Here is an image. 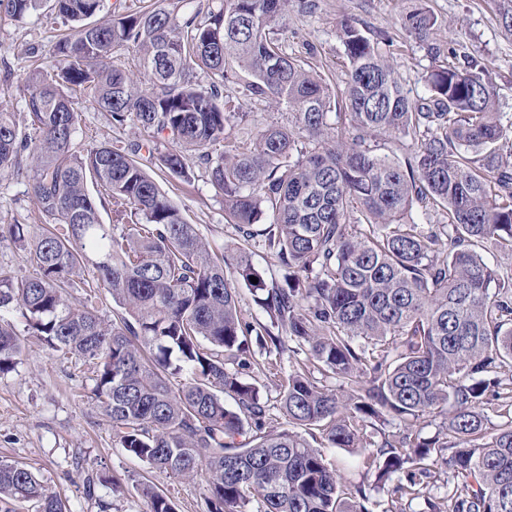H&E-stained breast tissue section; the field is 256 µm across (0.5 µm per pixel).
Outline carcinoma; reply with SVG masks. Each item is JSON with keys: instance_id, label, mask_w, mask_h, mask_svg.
Masks as SVG:
<instances>
[{"instance_id": "1", "label": "carcinoma", "mask_w": 512, "mask_h": 512, "mask_svg": "<svg viewBox=\"0 0 512 512\" xmlns=\"http://www.w3.org/2000/svg\"><path fill=\"white\" fill-rule=\"evenodd\" d=\"M41 2L0 0V16L26 19ZM496 2L512 35V0ZM54 11L70 32L50 65L27 74L22 111L0 112V174H26L43 218L0 228L34 268L0 271V375L15 370L26 335L76 356L120 447L153 471L204 478L207 512L252 501L260 512H370L362 487L341 488L326 447L371 449L364 464L376 481L404 473L397 499L426 512H512V275L479 253L512 252V167L502 160L512 131L475 66L449 51L413 100L378 43L344 19L347 111L334 113L331 88L274 31L288 0H222L182 22L108 0H55ZM436 26L421 5L403 20L434 56ZM130 51L147 88L118 63ZM240 79L243 96L288 107V125L232 136L247 113L224 86ZM82 98L148 139L76 142ZM383 138L405 146L404 160L378 152ZM188 151L238 232L229 254L211 250L145 169L147 159L189 181ZM416 209L445 223H418ZM267 212L269 226L254 230ZM259 236L280 272L269 283L248 255ZM79 283L89 292L73 301ZM243 286L270 325L244 320ZM102 292L122 309L112 321L93 305ZM253 342L297 356L279 431L266 429L260 387L229 368L250 366ZM327 374L336 388L321 383ZM491 401L496 423L484 412ZM430 414L442 430L424 438ZM390 418L403 428L379 432ZM314 429L320 449L306 438ZM438 467L452 482L440 501L428 482ZM141 493L149 512H175L157 486ZM16 502L68 512L26 465L1 462L0 512Z\"/></svg>"}]
</instances>
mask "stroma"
Masks as SVG:
<instances>
[{
    "label": "stroma",
    "instance_id": "1",
    "mask_svg": "<svg viewBox=\"0 0 512 512\" xmlns=\"http://www.w3.org/2000/svg\"><path fill=\"white\" fill-rule=\"evenodd\" d=\"M309 10L288 7V27L282 36L288 53L308 63L332 90L344 87L346 58L337 37V25L349 19L371 40L378 42L410 98L425 96V78L436 62L425 47L407 38L402 26L414 0H311ZM438 19L436 43L441 50L456 49L483 69L496 90V107L502 125L512 127V38L504 36L496 18L495 0H426ZM44 0L39 18L14 21L0 18V111L21 107L22 85L33 64L51 61L50 49L65 34L60 24L43 23L51 14ZM79 140L92 136L122 142L140 138L133 125L113 128L109 113L80 100ZM185 162L192 174L185 182L157 176L162 192L194 224L200 236L216 250L236 240L233 225L224 219V202L209 184L194 155ZM42 215L26 180L0 175V225L38 224ZM253 366L245 378L257 381L271 429L283 419L279 392L295 364L294 357L255 349ZM270 375L260 372L261 366ZM91 382L82 361L64 356L36 339H27L15 372L0 378V461L27 465L66 503L69 512H98V499L112 505L111 512H148L140 485L149 481L167 491L177 512H206L201 480H181L147 470L142 463L118 448L108 418L90 398ZM324 454L346 487L363 486L371 512L387 504L388 486L376 484L367 473L362 448H328ZM104 477L97 499H88L83 482L87 472ZM120 480L119 488L108 477Z\"/></svg>",
    "mask_w": 512,
    "mask_h": 512
}]
</instances>
